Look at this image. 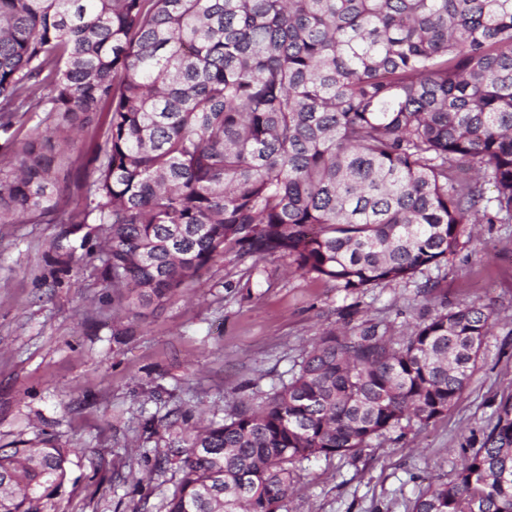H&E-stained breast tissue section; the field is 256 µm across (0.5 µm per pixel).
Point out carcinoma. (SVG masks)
<instances>
[{"label":"carcinoma","instance_id":"obj_1","mask_svg":"<svg viewBox=\"0 0 512 512\" xmlns=\"http://www.w3.org/2000/svg\"><path fill=\"white\" fill-rule=\"evenodd\" d=\"M91 125L72 208L60 146ZM0 136V223L105 226L100 275L135 317L228 251L358 296L512 223V0H0ZM491 327L471 304L398 341L323 332L262 402L158 454L181 469L166 512H279L304 462L447 413ZM495 417L411 512H512V394ZM70 453L0 448V512L52 508Z\"/></svg>","mask_w":512,"mask_h":512}]
</instances>
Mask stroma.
<instances>
[{
  "label": "stroma",
  "instance_id": "1",
  "mask_svg": "<svg viewBox=\"0 0 512 512\" xmlns=\"http://www.w3.org/2000/svg\"><path fill=\"white\" fill-rule=\"evenodd\" d=\"M102 236L98 224H0V448L51 438L70 449L57 512H165L181 473L156 467L157 450L234 401L260 400L336 326L380 321L399 337L428 309L471 303L496 318L447 413L359 455L305 463L281 512H410L429 482L455 478L461 443L512 393V224L478 225L447 264L357 297L287 272L278 256L258 260L241 287L228 253L133 320L94 268ZM55 252L72 256L59 279L46 262Z\"/></svg>",
  "mask_w": 512,
  "mask_h": 512
}]
</instances>
